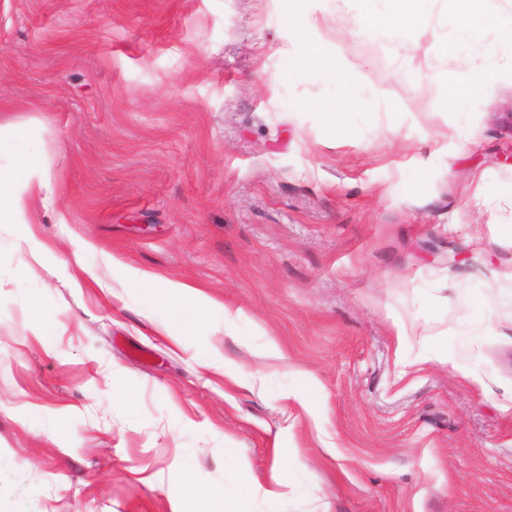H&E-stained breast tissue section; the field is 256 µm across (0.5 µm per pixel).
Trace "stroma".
Here are the masks:
<instances>
[{
    "label": "stroma",
    "instance_id": "35a3bbf8",
    "mask_svg": "<svg viewBox=\"0 0 512 512\" xmlns=\"http://www.w3.org/2000/svg\"><path fill=\"white\" fill-rule=\"evenodd\" d=\"M367 11L0 0V120L58 191L0 224V512H215L184 480L231 498L277 462L280 512H512V48L461 0ZM300 31L385 101L343 111ZM127 283L128 288L146 296L154 309L169 308L182 299L193 300L205 312L213 307L203 292L183 282L131 271L128 273Z\"/></svg>",
    "mask_w": 512,
    "mask_h": 512
}]
</instances>
